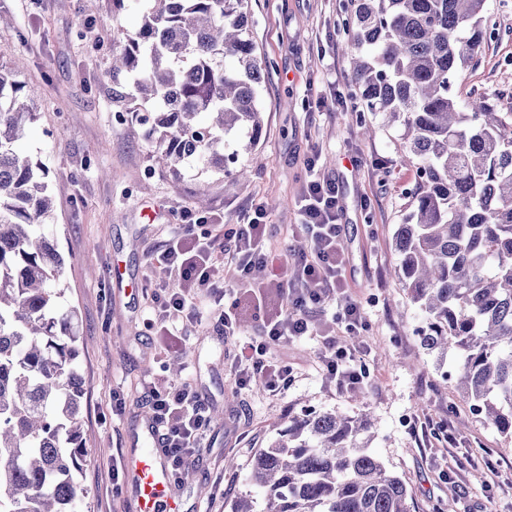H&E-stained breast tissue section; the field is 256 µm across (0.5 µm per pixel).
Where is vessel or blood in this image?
I'll list each match as a JSON object with an SVG mask.
<instances>
[{"mask_svg": "<svg viewBox=\"0 0 512 512\" xmlns=\"http://www.w3.org/2000/svg\"><path fill=\"white\" fill-rule=\"evenodd\" d=\"M142 432L145 448L126 457L124 474L137 512H184L183 500L174 490L167 457L161 447V431L152 418H145Z\"/></svg>", "mask_w": 512, "mask_h": 512, "instance_id": "vessel-or-blood-1", "label": "vessel or blood"}]
</instances>
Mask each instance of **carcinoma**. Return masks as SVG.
<instances>
[{"instance_id": "obj_1", "label": "carcinoma", "mask_w": 512, "mask_h": 512, "mask_svg": "<svg viewBox=\"0 0 512 512\" xmlns=\"http://www.w3.org/2000/svg\"><path fill=\"white\" fill-rule=\"evenodd\" d=\"M246 0H152L122 32L112 78L118 113L150 124L155 162L224 172L261 139L259 95L274 62L249 38ZM487 0H354L343 20L351 82L365 111L403 128L415 169L394 247L397 279L425 314L421 348L460 360L472 414L512 442V112L453 83L492 38ZM36 89L0 65V512H77L87 453L76 312L63 305L65 257L44 231L49 171L19 147ZM365 415L288 416L254 458L266 512H411L406 482L370 451Z\"/></svg>"}]
</instances>
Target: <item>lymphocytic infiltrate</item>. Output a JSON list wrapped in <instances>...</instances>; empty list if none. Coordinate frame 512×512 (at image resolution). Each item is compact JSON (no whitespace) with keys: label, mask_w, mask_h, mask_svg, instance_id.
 <instances>
[{"label":"lymphocytic infiltrate","mask_w":512,"mask_h":512,"mask_svg":"<svg viewBox=\"0 0 512 512\" xmlns=\"http://www.w3.org/2000/svg\"><path fill=\"white\" fill-rule=\"evenodd\" d=\"M338 210L335 181L313 177L299 205L308 246L290 255L295 284L288 289L283 288L274 270L276 256L269 246L272 232L264 222V207H256L245 224L224 226L214 219L209 230L203 232L197 231L195 225H186L182 235L165 242L159 255L162 263L177 272L181 285L156 298L147 326L158 328L171 315L183 312L198 292L213 287L221 266H229L237 290L218 309L217 328L225 335H235L244 314L262 328L260 339L241 348L231 365L235 383L246 387L259 380L268 391L280 394L288 387L292 369L272 359V348L312 335L309 312L325 307L343 286ZM363 323L360 305L348 300L336 325L324 331L330 354L323 365L327 375L337 379L340 386L356 387L362 382L363 373L354 366V353L337 341L336 327L344 325L346 332L352 334ZM150 411L161 427L173 476L182 479L188 463L201 451L200 441L209 421L208 407L190 386L181 385L152 391Z\"/></svg>","instance_id":"f902f5d3"}]
</instances>
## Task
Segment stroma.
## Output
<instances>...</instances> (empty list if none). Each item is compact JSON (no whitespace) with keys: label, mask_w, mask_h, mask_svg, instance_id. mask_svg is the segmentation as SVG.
<instances>
[{"label":"stroma","mask_w":512,"mask_h":512,"mask_svg":"<svg viewBox=\"0 0 512 512\" xmlns=\"http://www.w3.org/2000/svg\"><path fill=\"white\" fill-rule=\"evenodd\" d=\"M351 0H249L250 36L273 60L260 91L263 134L242 161L249 176L202 175L197 163L180 175L154 169L146 127L135 113L118 115L112 101L114 30L134 29L139 14L97 0H0V61L19 68L37 88L28 107L37 122L24 145L49 170L53 222L67 258L65 305L77 311L78 369L84 387L82 429L88 457L79 477V512H135L124 482L113 473L141 448L139 419L152 389L188 383L223 422H210L205 447L178 486L189 512H230L250 496L264 512L262 493L248 478L253 457L268 446L288 415L315 407L366 413L375 423L372 450L402 477L414 512L452 500L456 512H512V445L471 414L458 394L455 356L443 363L424 354L417 331L424 315L400 288L393 237L408 211L416 179L399 162L401 127L376 125L360 135L362 105L342 55L340 24ZM494 39L466 67L453 90L484 95L512 112V0H488ZM335 180L345 202L346 258L342 296L359 302L368 326L354 345L366 376L347 390L321 368L325 349L311 336L276 347V359L294 369L288 390L235 387L227 368L245 338L224 336L209 312L236 287L220 277L204 303L177 322L183 341L172 348L144 325L149 293L177 287L156 260L161 244L182 230L183 216L206 196V215L240 224L255 205L273 226L276 271L289 278L284 248L306 247L297 204L311 172ZM191 352L180 373L176 350ZM450 427L458 445L442 447L433 433ZM235 469H227L228 461Z\"/></svg>","instance_id":"1"}]
</instances>
